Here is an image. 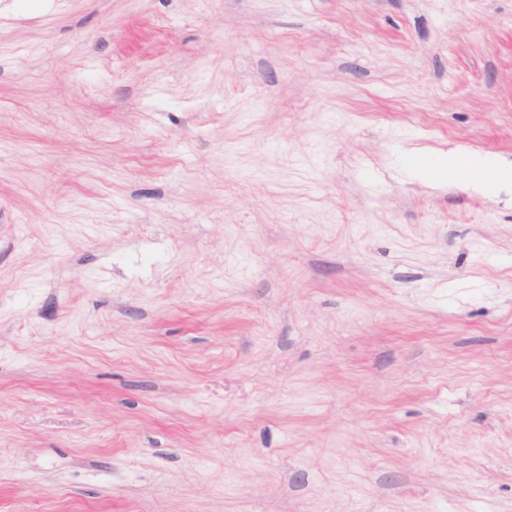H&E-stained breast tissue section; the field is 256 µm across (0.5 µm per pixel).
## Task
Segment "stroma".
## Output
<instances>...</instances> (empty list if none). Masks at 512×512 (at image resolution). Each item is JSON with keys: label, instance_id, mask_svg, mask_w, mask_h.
I'll use <instances>...</instances> for the list:
<instances>
[{"label": "stroma", "instance_id": "stroma-1", "mask_svg": "<svg viewBox=\"0 0 512 512\" xmlns=\"http://www.w3.org/2000/svg\"><path fill=\"white\" fill-rule=\"evenodd\" d=\"M512 0H0V512H512ZM455 159L458 161L457 166L448 168V177L450 178H462L481 188L486 187L488 180L512 181V168H505L490 154L470 155Z\"/></svg>", "mask_w": 512, "mask_h": 512}]
</instances>
